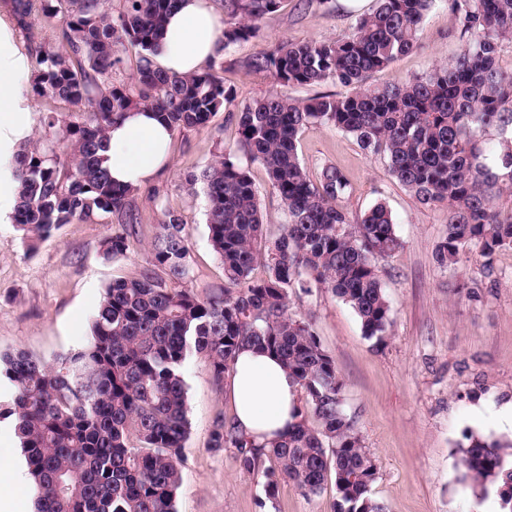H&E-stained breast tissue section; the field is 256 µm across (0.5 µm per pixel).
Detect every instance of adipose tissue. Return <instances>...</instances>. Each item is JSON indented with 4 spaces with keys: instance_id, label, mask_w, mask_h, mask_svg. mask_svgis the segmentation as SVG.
<instances>
[{
    "instance_id": "1",
    "label": "adipose tissue",
    "mask_w": 512,
    "mask_h": 512,
    "mask_svg": "<svg viewBox=\"0 0 512 512\" xmlns=\"http://www.w3.org/2000/svg\"><path fill=\"white\" fill-rule=\"evenodd\" d=\"M221 25L210 0H178L168 16L155 60L172 74L192 75L222 52ZM29 69L14 20L0 15V223L18 203L9 162L32 133V110L23 81ZM174 133L148 107L126 112L110 127L104 165L120 186L143 187L168 166ZM234 415L243 432L258 442L286 434L293 423L299 386L273 355L243 348L229 376Z\"/></svg>"
}]
</instances>
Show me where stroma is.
<instances>
[{"mask_svg": "<svg viewBox=\"0 0 512 512\" xmlns=\"http://www.w3.org/2000/svg\"><path fill=\"white\" fill-rule=\"evenodd\" d=\"M371 5L372 0H326L306 11L300 0H281L254 37L223 51L222 76L235 99L207 126L175 134L167 169L131 200L138 236L124 256H101L102 240L118 226L111 215L64 225L33 251L14 224L0 223V352L22 349L51 363L82 347L106 286L150 268L149 245L164 207L186 224L194 258L190 288L223 287L224 266L208 240L205 198L187 176L235 144V112L274 88L269 76L246 70L243 60L286 38L340 37ZM460 48L447 0H435L421 23L417 48L374 72L370 82L382 86L426 76L435 66L453 63ZM297 152L312 180L327 165L346 175L352 187L346 206L353 215L385 204L400 241L394 253L376 262L392 319L383 343L367 339L353 310L330 291L290 296L293 311L312 321L344 382V410L377 468L372 495L385 512H475L483 499L462 477L457 448L463 432L512 441V418L500 411L512 398V248L499 249L489 270L475 250L440 263L446 206L420 205L389 174L382 156L366 154L349 135L318 124L302 129ZM235 160L260 191L265 238H278L287 217L269 191L264 168L241 152ZM183 377L190 432L177 512H336L333 483L307 495L283 481L270 498L263 474L243 470L235 448L211 450L214 421L221 414L232 417V406L204 358L190 357Z\"/></svg>", "mask_w": 512, "mask_h": 512, "instance_id": "obj_1", "label": "stroma"}]
</instances>
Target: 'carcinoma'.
<instances>
[{
	"label": "carcinoma",
	"mask_w": 512,
	"mask_h": 512,
	"mask_svg": "<svg viewBox=\"0 0 512 512\" xmlns=\"http://www.w3.org/2000/svg\"><path fill=\"white\" fill-rule=\"evenodd\" d=\"M178 0H42L60 17L65 49L35 30V0H11L14 20L39 67L34 90L79 107L43 117L45 143L15 156L19 205L13 221L31 249L62 225L102 215L122 218L101 245L104 259L129 249L136 235L129 198L137 189L112 184L102 152L112 122L128 109H156L173 131L206 126L226 104L215 61L193 76L171 75L154 59L165 17ZM434 0H375L351 31L322 42L282 40L247 58L244 67L270 75L281 87L335 81L349 96L295 99L273 91L244 105L235 118L238 142L219 160L189 176L206 200L210 244L224 266V287L203 295L184 287L192 273L186 224L162 210L152 248V270L109 284L86 344L48 365L22 350L0 354V421L11 420L34 493L35 512H176L182 448L189 434L182 368L188 357L207 359L221 385L245 345L277 356L306 397L318 424L298 412L288 434L258 444L235 420L219 416L210 448L233 447L241 468L264 471L271 495L282 480L305 494L333 479L337 512H383L372 496L376 465L343 409V382L310 322L290 311V295L325 288L355 312L364 336L381 343L390 325L374 258L399 246L388 209L360 216L344 205L350 184L334 166L313 181L297 155L298 132L326 125L351 135L364 151L381 155L389 174L424 206L448 204L440 262L475 246L493 255L512 246V211L496 208L503 181L512 188V148L489 150L482 134L512 130V72L497 65L501 42L512 40V0H448L462 36L455 61L423 78L384 86L370 74L414 50ZM280 0H224V48L253 36ZM140 49L136 74L116 83L118 45ZM261 164L270 192L288 214L273 241L263 238L259 190L233 156ZM267 275H253L258 261ZM463 477L484 495L497 487L512 512V447L464 433Z\"/></svg>",
	"instance_id": "cac0c4a2"
}]
</instances>
